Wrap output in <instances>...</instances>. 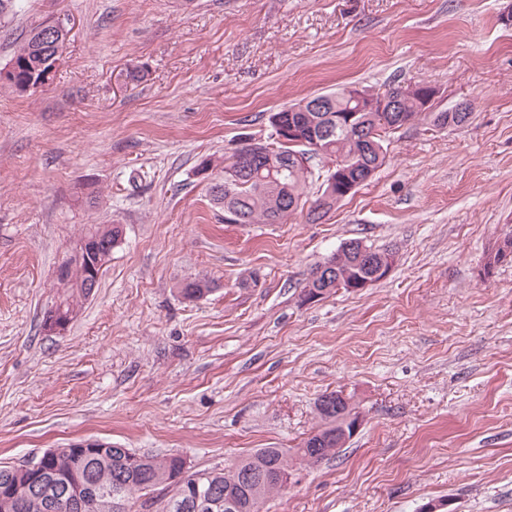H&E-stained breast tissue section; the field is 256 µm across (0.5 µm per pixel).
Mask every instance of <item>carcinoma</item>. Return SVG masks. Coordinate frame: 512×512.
Returning <instances> with one entry per match:
<instances>
[{
  "instance_id": "carcinoma-1",
  "label": "carcinoma",
  "mask_w": 512,
  "mask_h": 512,
  "mask_svg": "<svg viewBox=\"0 0 512 512\" xmlns=\"http://www.w3.org/2000/svg\"><path fill=\"white\" fill-rule=\"evenodd\" d=\"M68 30L55 23L43 22L34 26L26 39L14 51L11 60L19 72L13 78H0V87L18 94L23 87L28 69L42 57L64 53ZM346 88L317 95L327 101L323 112H296L300 124L298 136L302 145H290L277 138L270 142L254 143L257 154L253 161H243L242 149L224 159V180L227 191L213 202L224 211L232 209L242 214L244 224H281L297 211L310 204L308 219L316 222L336 207V201L325 202L323 196L330 178V170L312 164L315 158L332 162L342 159L353 166L379 168L386 161L388 142L392 134L413 123L421 113L414 104L404 99L399 111H356V105L347 99ZM315 198L308 200L312 188ZM342 265L331 270L329 277L317 276L319 266L311 268L304 289L321 290L344 279L348 271L369 272L370 258L357 251L343 252ZM82 260L75 253L62 259L56 270V280L70 284L68 298L80 306L85 297L78 288ZM209 292L207 282L189 280L179 288L187 300H197ZM321 425L296 449L295 454L308 463H318L335 452L320 444V438L341 429L342 417L337 412L315 402ZM46 471L29 489H22L27 475L17 468L0 465V512H46V494L61 488L84 486L94 478L95 491L86 493L85 507L80 511L70 508L67 498L58 501L53 512H131L135 495L171 490V495L160 499L161 512H263L267 498L259 496L262 488L274 493L288 486V450L259 448L241 458L231 469L222 472H204L185 475V460L177 454H136L128 448L112 445L103 453L77 450L72 446L47 450ZM199 485L205 506L196 507Z\"/></svg>"
}]
</instances>
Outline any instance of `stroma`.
Wrapping results in <instances>:
<instances>
[{"label": "stroma", "instance_id": "obj_1", "mask_svg": "<svg viewBox=\"0 0 512 512\" xmlns=\"http://www.w3.org/2000/svg\"><path fill=\"white\" fill-rule=\"evenodd\" d=\"M506 0H23L69 41L51 81L0 89V463L99 439L220 471L295 448L342 392L360 431L263 512H512V28ZM141 66V82L125 79ZM440 90L321 222L228 224L209 196L272 113L343 86ZM215 160L198 175L202 159ZM117 224L96 294L44 315L84 225ZM359 239L396 252L360 292L307 304L315 264ZM189 279L211 290L189 301ZM59 288L55 297L53 305L49 308V316L47 321L43 324L44 330L48 333L60 334L65 331L69 324L76 317L78 310L68 305L65 300V295L61 288L63 285L58 286Z\"/></svg>", "mask_w": 512, "mask_h": 512}]
</instances>
